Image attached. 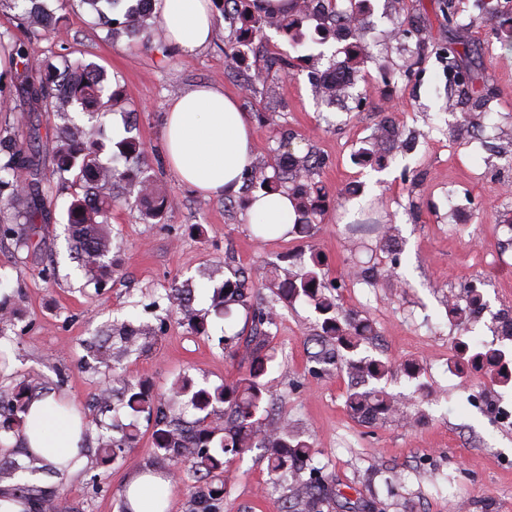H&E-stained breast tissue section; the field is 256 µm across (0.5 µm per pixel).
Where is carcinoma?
<instances>
[{"mask_svg": "<svg viewBox=\"0 0 512 512\" xmlns=\"http://www.w3.org/2000/svg\"><path fill=\"white\" fill-rule=\"evenodd\" d=\"M70 0H58L61 14L46 9L38 0H0V11L19 10L21 20L33 28L57 34L63 27ZM94 10L111 36L126 35L136 38L152 27L160 25V19L152 12V4H141V0L128 6H120L121 0H80ZM360 8L358 0H350V6L338 10L336 0H295L294 9L286 15L266 16L257 13L251 0H224V19L228 20L237 36L224 44L227 67L237 69L243 64L244 47L252 38L264 37V30L274 29L289 37L294 48L304 50L308 42L324 43L336 37V12L350 18ZM314 21V36L303 31V22ZM17 70L15 82L20 94L35 104L45 107L63 123L46 127L45 138L51 143L52 175L56 184H45L40 166V139L24 142L6 130H0V237L14 236L19 246L37 251L42 246L45 225L53 220L47 198L52 190L70 191L67 208V223L78 259L85 269L89 281L96 289L106 287L112 279L113 264L104 261L111 253L114 239L110 229L112 209L117 200L135 197V206L142 215L161 221L178 206L175 196L162 191L153 176L148 174L147 154L143 142L129 137L117 144L118 152L112 155V163L101 161L105 150L104 131L99 123L79 124L69 113L79 110L88 114L108 112L112 106L125 98L121 86L107 82L104 72L93 62L72 59L64 54L58 62L29 56L24 43L15 45ZM471 47L467 36L459 32L454 47L448 51V73L460 72L467 80L466 94L481 97V89L470 69L459 71L468 61ZM360 64L356 53L345 51V58L333 61L315 78V95L327 104L347 95L348 82L334 77L344 71L353 73ZM289 66V62L274 55L266 68L255 69V74L246 82L251 89L260 82L266 93L276 94L269 84L268 70L272 66ZM278 171L268 176L265 168L257 166L247 181L250 187L269 193L280 190L282 183H292L291 197L296 212V224L311 223L325 198L324 191L312 180L311 155L297 156L291 151L281 155ZM26 172V186L18 189L16 173ZM311 263L294 271L278 265L271 267V279L266 287L273 290L275 300L290 302L298 297L307 298L314 310L323 317L319 334L321 350L316 359L331 360L345 351L352 355L347 361L350 369L362 382L375 383L393 372L389 361L359 357L361 345L369 342L372 327L367 321L357 320L339 310L334 298L325 294L330 287L323 272V261L315 251L310 255ZM193 289L174 286L167 299L177 306L182 322L197 335L206 334L204 319L192 306ZM253 284L242 271L235 280L224 281L223 287L214 291L215 307L239 304L252 308ZM277 312L273 304L253 308L255 344L248 352V367L241 377L213 390H192L193 384L185 379L173 388V395L193 392L192 401L205 415L195 421L183 422L178 417L155 408L154 398L145 382L125 384L121 392V405L128 411L147 414L154 419V444L156 463L165 466L190 459L194 471L205 475L206 480L195 486V512H222L224 509V486L215 484L217 477L228 471L229 462L240 460L256 448L263 450L262 457L267 467L282 475L291 473L288 486V510L286 512H322V504L328 497L329 478L300 476L298 464L309 460L314 448L293 430L285 420L266 422L261 416L265 410L268 387L261 382L270 357L263 352L267 336L261 332L264 324H273ZM122 346L118 353L125 355L137 347L142 349L148 338L161 332V327L135 326L128 322L112 326ZM467 365L474 369L492 367L500 382H512V373L502 363L500 350L486 346L473 349L465 357ZM34 382H22L11 392L0 395V431L10 432L23 423L32 398ZM347 406L365 419L369 408L392 415L397 410V401L384 389L375 385L356 390L348 395ZM138 439L135 429L124 430L119 438L101 437L100 450L111 458H117L133 447ZM50 470L49 463L37 456H27L23 462L10 465L0 463V484L8 491L22 493L27 502H34L35 512H59L56 491L49 487L19 485L15 483L19 473L36 475Z\"/></svg>", "mask_w": 512, "mask_h": 512, "instance_id": "carcinoma-1", "label": "carcinoma"}]
</instances>
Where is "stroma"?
Segmentation results:
<instances>
[{
    "label": "stroma",
    "mask_w": 512,
    "mask_h": 512,
    "mask_svg": "<svg viewBox=\"0 0 512 512\" xmlns=\"http://www.w3.org/2000/svg\"><path fill=\"white\" fill-rule=\"evenodd\" d=\"M418 22L395 35L392 0H369L361 40L362 63L347 96L328 105L318 101L310 81L342 53L338 40L320 45V57L299 61L289 73L273 75L276 99L263 91H243V73L227 70L224 40L228 23L217 20L213 40L192 56L161 53L162 32L151 43L109 39L95 13L74 0L64 37L27 31L13 12H0V53L13 55L24 40L32 56L71 54L99 65L112 83L126 89L121 109L102 116L135 122L163 189L178 207L163 223L144 221L137 208L118 203L112 229L123 249L104 291L88 285L73 257L66 231L70 199L51 197L53 223L41 251L16 248L0 239V292L10 295L15 326L0 338V392L39 376L53 394L68 400L86 423L84 464L61 475V504L68 512H121L127 480L156 470L153 427L145 415L126 409L101 412L93 397L100 388L149 382L154 395L169 397L182 377L211 389L235 381L244 355L229 359L221 337L248 336L245 309L215 313L211 296L243 268L261 280L272 265L308 263V242L326 257L332 296L347 313L372 322L377 339L362 355L391 360L397 371L386 391L405 404V417L361 422L346 406L352 373L345 362L314 373L315 334L321 318L306 298L277 304L269 326L274 360L266 375L272 418L288 419L312 443L313 467L333 478L332 500L323 512H512V425L499 424L495 402L512 403V383L489 372L449 373L456 341H490V328L504 300L512 301V249L503 239L512 225V143L498 128H512V0H490L481 14L466 4L457 20L468 25L478 49L471 67L489 91L484 106L459 102V89L441 60L454 38L445 19V0H405ZM210 83L236 95L253 119L256 163L274 170L280 154L314 152L320 159L313 180L328 190L330 202L309 235L266 237L247 222L241 199L205 198L180 184L168 169L163 118L170 100L189 86ZM471 117L486 127L480 138L464 134ZM398 135L377 163L359 161L380 120ZM54 117L30 111L13 85L0 89V127L22 137L46 127ZM371 218L396 228L398 254L380 250L373 235L346 233V224ZM56 275H41L46 264ZM192 281L194 308L208 333H190L166 293ZM476 285L483 295L477 319L448 317L449 303L466 306L464 294ZM134 320L162 325L157 343L126 355L115 368L100 363L85 347L106 324ZM416 363L418 377L405 373ZM425 395H418L417 386ZM136 423L140 438L122 458L98 453L99 436H120ZM224 512H283L280 476L270 474L258 453L233 462Z\"/></svg>",
    "instance_id": "stroma-1"
}]
</instances>
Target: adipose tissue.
Returning a JSON list of instances; mask_svg holds the SVG:
<instances>
[{"label":"adipose tissue","instance_id":"1","mask_svg":"<svg viewBox=\"0 0 512 512\" xmlns=\"http://www.w3.org/2000/svg\"><path fill=\"white\" fill-rule=\"evenodd\" d=\"M168 44L190 55L212 39V0H154ZM168 165L176 179L206 197H238L255 162L250 117L236 96L213 85H194L174 97L164 114ZM250 223L265 235H285L295 219L284 193L253 194L246 203ZM85 428L75 407L47 396L34 400L13 443L21 452L40 455L55 465L77 468ZM172 480L153 473L135 477L125 494L133 512H166Z\"/></svg>","mask_w":512,"mask_h":512}]
</instances>
